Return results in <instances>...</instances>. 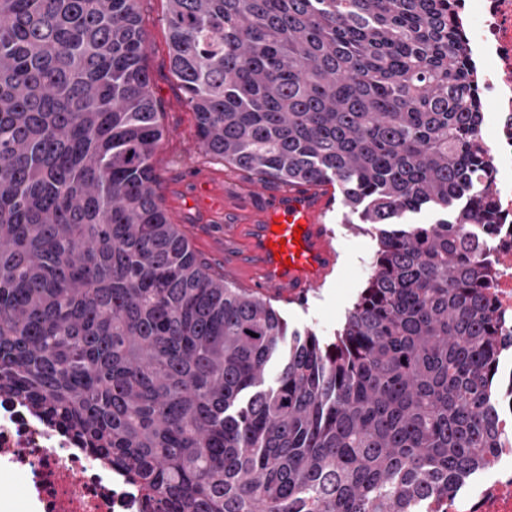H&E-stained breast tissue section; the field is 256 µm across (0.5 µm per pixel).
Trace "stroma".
I'll list each match as a JSON object with an SVG mask.
<instances>
[{
	"label": "stroma",
	"mask_w": 512,
	"mask_h": 512,
	"mask_svg": "<svg viewBox=\"0 0 512 512\" xmlns=\"http://www.w3.org/2000/svg\"><path fill=\"white\" fill-rule=\"evenodd\" d=\"M166 12V0H143L142 16L150 33L146 64L166 130L154 164L172 222L180 225L199 254L220 266L241 254L245 225L260 223L271 192L280 185H256L245 173L225 169L201 152L194 114L171 72ZM342 217L343 209L337 206L325 218L340 258L327 286L309 291L298 302L276 304L289 330H310L325 342L334 340L366 287L378 248L374 234L344 225ZM227 224L238 225L239 231L223 242L216 233Z\"/></svg>",
	"instance_id": "35a3bbf8"
}]
</instances>
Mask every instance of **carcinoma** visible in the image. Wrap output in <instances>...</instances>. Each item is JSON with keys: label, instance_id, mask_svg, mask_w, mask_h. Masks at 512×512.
I'll list each match as a JSON object with an SVG mask.
<instances>
[{"label": "carcinoma", "instance_id": "cac0c4a2", "mask_svg": "<svg viewBox=\"0 0 512 512\" xmlns=\"http://www.w3.org/2000/svg\"><path fill=\"white\" fill-rule=\"evenodd\" d=\"M140 2L0 0V394L74 431L142 512L449 498L506 440L512 347L484 294L498 217L449 0H167L204 154L330 183L378 241L328 343L170 221ZM425 207L442 217L404 222Z\"/></svg>", "mask_w": 512, "mask_h": 512}]
</instances>
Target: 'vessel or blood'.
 I'll return each mask as SVG.
<instances>
[{
	"label": "vessel or blood",
	"instance_id": "1",
	"mask_svg": "<svg viewBox=\"0 0 512 512\" xmlns=\"http://www.w3.org/2000/svg\"><path fill=\"white\" fill-rule=\"evenodd\" d=\"M327 209V197L302 188L275 196L262 223L249 227L235 270L243 286L282 298L319 287L336 263V246L324 222ZM277 243L283 244V254L275 253Z\"/></svg>",
	"mask_w": 512,
	"mask_h": 512
}]
</instances>
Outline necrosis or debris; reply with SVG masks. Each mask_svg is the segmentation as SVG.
<instances>
[{
  "instance_id": "1",
  "label": "necrosis or debris",
  "mask_w": 512,
  "mask_h": 512,
  "mask_svg": "<svg viewBox=\"0 0 512 512\" xmlns=\"http://www.w3.org/2000/svg\"><path fill=\"white\" fill-rule=\"evenodd\" d=\"M467 34L468 60L483 100L479 135L500 224L488 254L486 295L503 335L512 334V0H454ZM0 469L19 480L32 512H141L143 493L89 453L73 432L0 396ZM428 512H512V443L499 449L466 492L434 502Z\"/></svg>"
}]
</instances>
